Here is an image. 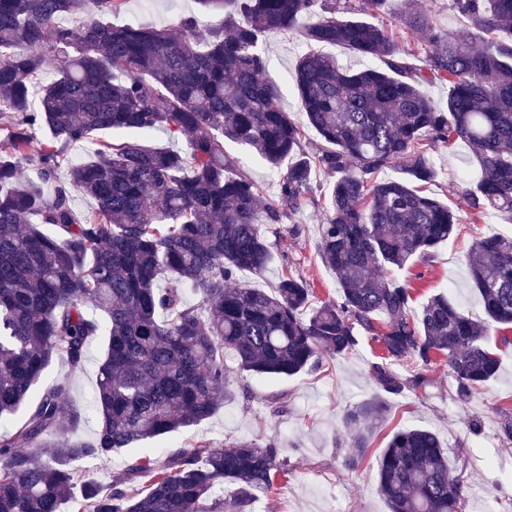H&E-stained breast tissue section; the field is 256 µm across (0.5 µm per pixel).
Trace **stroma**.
<instances>
[{
    "label": "stroma",
    "instance_id": "35a3bbf8",
    "mask_svg": "<svg viewBox=\"0 0 512 512\" xmlns=\"http://www.w3.org/2000/svg\"><path fill=\"white\" fill-rule=\"evenodd\" d=\"M193 18L201 29L223 26L219 13L204 11L196 0H125L121 10L110 15L112 24L174 26L179 19ZM307 46L295 33L273 34L260 44L266 58V73L283 89L282 108L293 120L302 115L291 86V73L297 57ZM225 155L236 169L246 172L264 196L279 193V176L263 162L233 142H225ZM436 178L431 194L450 207L460 204V193L477 174L470 147L456 142L430 153ZM329 175L314 171V200L296 214L299 235L288 233L287 225L265 227L273 245V260L267 271L251 277L253 287L273 291L282 269H290L310 284L321 300H338L336 278L317 255L318 213L316 205L326 192ZM459 236L441 244L432 262L414 266L408 284L413 309H420L433 295L443 293L460 302L476 320L484 319L482 302L473 288L465 266V253L472 240L490 233H512V218L496 216L488 220L463 214ZM488 346L494 350L500 367L497 375L468 400L455 398V381L444 363L429 367L424 387L407 389L387 398L388 410L371 439L365 458L353 470L343 459L349 442L342 419L351 406L377 395L379 388L371 372L379 349L361 338L352 353L319 363L291 377L257 380L239 372L227 362L229 396L224 405L203 425L182 428L149 441L159 458L203 441L224 443L238 438L275 440L288 470L268 496L260 498L254 512H389L378 491L377 462L391 436L401 428L423 426L435 431L448 452L449 467L465 465L466 512H501L512 502V448H506L499 433L504 412H512V331H491ZM102 342L88 351L83 372L70 373L65 361L57 359L44 371L38 386L48 388L67 382L69 396L79 407H86L94 391Z\"/></svg>",
    "mask_w": 512,
    "mask_h": 512
}]
</instances>
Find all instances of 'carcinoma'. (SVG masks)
I'll return each mask as SVG.
<instances>
[{"label": "carcinoma", "mask_w": 512, "mask_h": 512, "mask_svg": "<svg viewBox=\"0 0 512 512\" xmlns=\"http://www.w3.org/2000/svg\"><path fill=\"white\" fill-rule=\"evenodd\" d=\"M122 2L0 0V127L10 143L0 153V512H61L66 501L73 512H253L282 472L273 441L202 443L162 462L147 450L105 491L78 468L209 420L227 393V352L242 372L288 377L349 353L365 333L382 349L372 373L386 394L425 384L438 358L458 399L493 379L499 359L486 336L492 324L512 328V236L477 239L466 253L486 322L444 294L413 317L398 274L431 261L461 221L422 190L436 176L431 147L471 146L479 177L464 207L512 217V38L500 37L512 35V0H453L465 21L448 31L408 5L401 24L427 35L422 60L371 21L386 0H362L360 16L332 7L308 26L301 20L317 0H197L223 12L224 25L201 30L182 18L178 37L104 20ZM70 15L81 20L61 23ZM292 31L311 46L293 75L301 125L281 109L259 49ZM315 46L343 47L368 65L345 69ZM432 82L448 83L446 101L421 91ZM306 127L320 139L311 153ZM35 129L46 138L31 156ZM156 130L185 147L141 139ZM106 133L124 139L71 160L72 145ZM226 139L285 169L276 199L229 173ZM25 164L33 175L23 180ZM314 166L334 176L317 254L341 289L339 301L316 306L290 271L271 294L241 280L271 263L262 226L302 209ZM394 166L416 185L379 178ZM76 194L95 210L77 214ZM187 288L197 304L185 301ZM100 336L95 436L76 440L84 411L66 385L37 384L57 358L83 371ZM404 362L417 367L408 379L391 368ZM386 411L381 396L346 411V467L362 461ZM226 483L227 499L218 494ZM378 489L390 512H464V485L427 428L393 434Z\"/></svg>", "instance_id": "cac0c4a2"}]
</instances>
